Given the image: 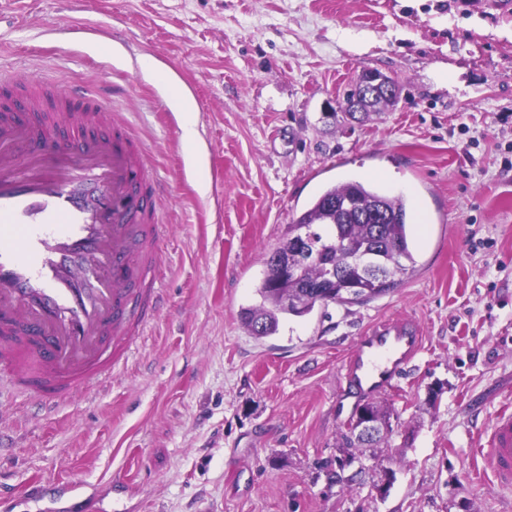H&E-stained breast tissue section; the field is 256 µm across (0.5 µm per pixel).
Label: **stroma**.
Wrapping results in <instances>:
<instances>
[{
    "mask_svg": "<svg viewBox=\"0 0 512 512\" xmlns=\"http://www.w3.org/2000/svg\"><path fill=\"white\" fill-rule=\"evenodd\" d=\"M366 69L399 102L355 120ZM0 73L95 86L164 188L165 308L111 383L49 415L0 392L13 512H512L474 455L512 397V0H0ZM349 179L407 197L415 273L252 335L269 255ZM400 319L410 369L357 393L359 336ZM367 402L388 431L343 447Z\"/></svg>",
    "mask_w": 512,
    "mask_h": 512,
    "instance_id": "stroma-1",
    "label": "stroma"
}]
</instances>
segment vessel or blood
<instances>
[{
    "instance_id": "obj_1",
    "label": "vessel or blood",
    "mask_w": 512,
    "mask_h": 512,
    "mask_svg": "<svg viewBox=\"0 0 512 512\" xmlns=\"http://www.w3.org/2000/svg\"><path fill=\"white\" fill-rule=\"evenodd\" d=\"M0 383L55 411L111 379L162 304L160 186L129 130L88 85L0 77ZM421 346L418 325L383 321L361 337L349 382L393 385ZM477 455L512 489V414Z\"/></svg>"
}]
</instances>
